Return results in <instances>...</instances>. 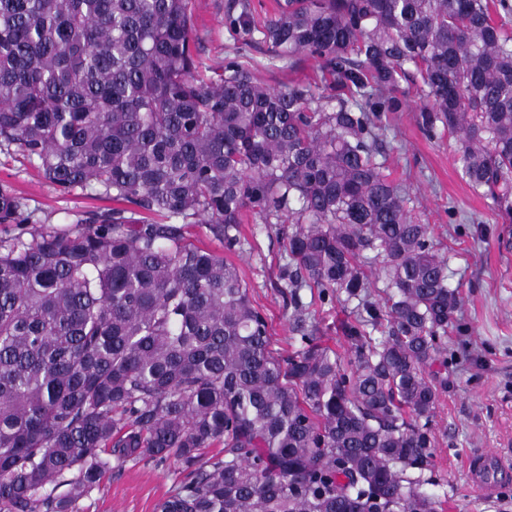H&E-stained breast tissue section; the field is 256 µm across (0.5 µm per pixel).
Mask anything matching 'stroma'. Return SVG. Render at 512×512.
Listing matches in <instances>:
<instances>
[{
  "label": "stroma",
  "mask_w": 512,
  "mask_h": 512,
  "mask_svg": "<svg viewBox=\"0 0 512 512\" xmlns=\"http://www.w3.org/2000/svg\"><path fill=\"white\" fill-rule=\"evenodd\" d=\"M227 3L192 0L197 51L214 71L237 60L255 65L258 79L269 87L317 80L319 64L313 58L298 57L289 67L266 45L237 42L224 20ZM404 100L385 142L386 164L393 179L409 186L412 214L430 225L434 242L448 259L449 281L463 295L457 313L460 329L445 340L448 389L440 396L433 424L430 491L441 501L442 512H512V481L493 498H481L472 491L464 464L468 456L487 449L512 457V251L500 247L504 227L497 224L489 200L474 194L463 176L455 136L431 138L420 130L414 119L421 104L415 87L406 88ZM1 182L25 198L38 223L56 228H72L85 212L113 206L112 200L78 188L60 191L13 149L0 150ZM240 238L228 258L271 327L275 353L292 354L301 341L277 279L282 243L248 210ZM304 300L322 343L341 353L348 350L351 342L342 326L354 321V303L323 301L314 292L305 293ZM180 479L174 463L129 461L113 468L75 512H155Z\"/></svg>",
  "instance_id": "obj_1"
}]
</instances>
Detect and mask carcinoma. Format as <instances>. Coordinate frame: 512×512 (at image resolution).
<instances>
[{"mask_svg": "<svg viewBox=\"0 0 512 512\" xmlns=\"http://www.w3.org/2000/svg\"><path fill=\"white\" fill-rule=\"evenodd\" d=\"M502 15L512 0H278L259 22L229 0L242 41L319 62L272 89L235 61L205 75L190 0H0V148L117 203L37 226L0 183V224L31 225L0 238V512H73L111 464L170 459L184 478L158 512H438L425 470L462 296L382 144L415 86L420 128L456 135L512 224ZM245 209L282 239L286 358L238 267L188 236L210 224L230 248ZM307 288L357 301L349 357L313 336Z\"/></svg>", "mask_w": 512, "mask_h": 512, "instance_id": "carcinoma-1", "label": "carcinoma"}]
</instances>
